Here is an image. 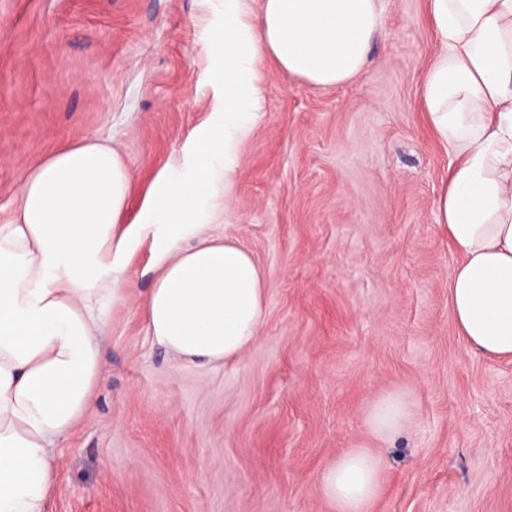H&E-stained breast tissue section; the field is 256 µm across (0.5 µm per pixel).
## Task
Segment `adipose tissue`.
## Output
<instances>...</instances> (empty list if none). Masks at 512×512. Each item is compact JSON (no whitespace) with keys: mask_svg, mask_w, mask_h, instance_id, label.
<instances>
[{"mask_svg":"<svg viewBox=\"0 0 512 512\" xmlns=\"http://www.w3.org/2000/svg\"><path fill=\"white\" fill-rule=\"evenodd\" d=\"M224 96L188 161L153 178L127 220L133 173L120 150L84 139L33 166L0 225V512H46L59 441L90 411L111 308L135 293L129 255L149 242L144 302L153 342L189 362H226L264 317L262 270L213 227L227 221L237 153L260 119L265 59L312 86L357 78L385 0H216ZM440 51L421 77L431 130L455 162L436 221L459 262L448 280L456 328L474 352L512 360V0H429ZM413 421L394 391L368 410L372 439ZM385 461L357 445L319 478L336 512H371Z\"/></svg>","mask_w":512,"mask_h":512,"instance_id":"1","label":"adipose tissue"}]
</instances>
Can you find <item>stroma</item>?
<instances>
[{
    "instance_id": "stroma-1",
    "label": "stroma",
    "mask_w": 512,
    "mask_h": 512,
    "mask_svg": "<svg viewBox=\"0 0 512 512\" xmlns=\"http://www.w3.org/2000/svg\"><path fill=\"white\" fill-rule=\"evenodd\" d=\"M221 23L213 0H0V225L22 175L87 137L122 149L141 199L220 102ZM437 51L427 0H386L351 82L266 65L215 227L264 272L258 337L225 365L154 345L141 245L47 512H333L318 478L370 443L366 413L393 391L415 417L371 443L387 464L373 512H512V361L470 351L448 298L456 257L435 201L451 158L420 95Z\"/></svg>"
}]
</instances>
